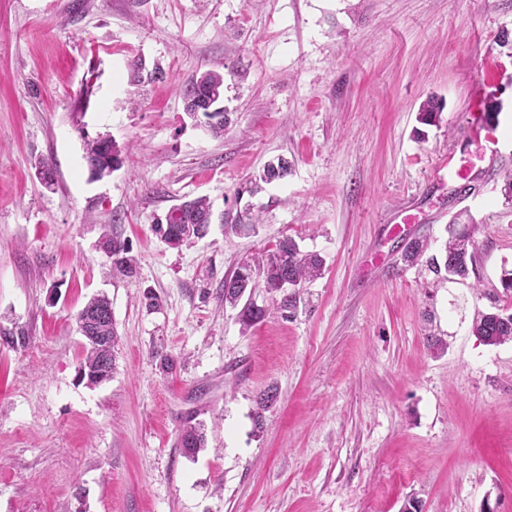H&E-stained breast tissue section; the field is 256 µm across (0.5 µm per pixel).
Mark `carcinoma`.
<instances>
[{"label": "carcinoma", "mask_w": 512, "mask_h": 512, "mask_svg": "<svg viewBox=\"0 0 512 512\" xmlns=\"http://www.w3.org/2000/svg\"><path fill=\"white\" fill-rule=\"evenodd\" d=\"M224 91V75L216 71L201 73L200 79L190 82L184 92H193L198 97L210 99ZM85 156L95 161L99 171H104L112 163L120 160V151L112 148L108 153L101 147V140L85 141ZM177 216L169 224H156L153 230L173 248H179L192 240L190 228L208 225L212 206L207 198L197 197L186 203L185 209L175 208ZM106 248L115 257V263L125 269H132L136 259L129 255L125 243L118 237L106 239ZM428 243L414 241L403 253V261L414 265L420 261ZM434 272H446L450 276L467 278L474 268V246L466 232L453 233L445 243L444 264L436 258L429 260ZM323 260L314 253H304L290 237L277 242L275 248L239 266L234 275L224 280L222 300L231 307L239 305L247 289L252 287L254 276L262 278L263 287L272 295H281L280 307L290 309L297 303L296 293L285 292L283 285L291 283L301 286L322 274ZM473 332L484 344L497 346L512 342V312L502 309L481 314L472 325ZM117 334L112 318L100 320L90 327L84 345L83 373H93L101 369H114V348ZM178 446L184 456L196 457L206 448L203 424L193 419L185 421L179 430Z\"/></svg>", "instance_id": "cac0c4a2"}]
</instances>
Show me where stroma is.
I'll use <instances>...</instances> for the list:
<instances>
[{"label":"stroma","mask_w":512,"mask_h":512,"mask_svg":"<svg viewBox=\"0 0 512 512\" xmlns=\"http://www.w3.org/2000/svg\"><path fill=\"white\" fill-rule=\"evenodd\" d=\"M207 70L218 137L183 110ZM473 112L496 129L480 160ZM101 136L122 165L94 181ZM451 151L478 171L432 189ZM279 157L288 176L251 192ZM511 175L512 0H0V512H512V342L472 331L512 312ZM199 196L223 223L168 247L152 224ZM454 222L467 280L403 262ZM285 236L324 272L285 313L253 288L268 314L244 325L222 284ZM100 293L116 369L90 387L76 317ZM473 332L484 344L497 346L512 342V312L504 309L482 313L472 325ZM195 420L189 419L183 423L177 439L182 454L189 458L196 457L206 448L203 424Z\"/></svg>","instance_id":"stroma-1"}]
</instances>
